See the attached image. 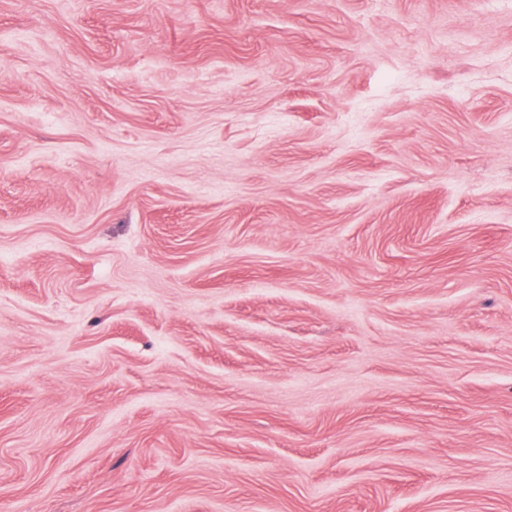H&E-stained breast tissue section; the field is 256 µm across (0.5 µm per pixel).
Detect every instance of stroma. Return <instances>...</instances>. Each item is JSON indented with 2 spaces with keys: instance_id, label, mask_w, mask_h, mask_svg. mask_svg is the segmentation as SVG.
I'll use <instances>...</instances> for the list:
<instances>
[{
  "instance_id": "obj_1",
  "label": "stroma",
  "mask_w": 512,
  "mask_h": 512,
  "mask_svg": "<svg viewBox=\"0 0 512 512\" xmlns=\"http://www.w3.org/2000/svg\"><path fill=\"white\" fill-rule=\"evenodd\" d=\"M0 512H512V0H0Z\"/></svg>"
}]
</instances>
